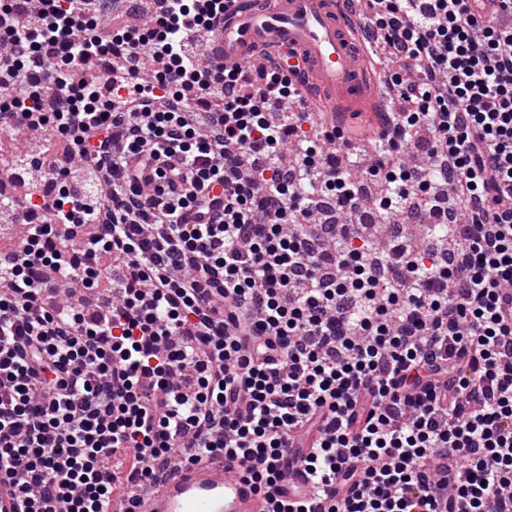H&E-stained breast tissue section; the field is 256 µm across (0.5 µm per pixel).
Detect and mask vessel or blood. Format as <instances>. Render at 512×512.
<instances>
[{"label": "vessel or blood", "mask_w": 512, "mask_h": 512, "mask_svg": "<svg viewBox=\"0 0 512 512\" xmlns=\"http://www.w3.org/2000/svg\"><path fill=\"white\" fill-rule=\"evenodd\" d=\"M221 63L253 66L265 51L289 50L303 62L301 95L317 89L333 103L357 102L375 95L361 61L358 43L341 15L340 0H233L224 24L214 35ZM365 142L387 140L389 122L381 113H360ZM288 481L279 487L290 500L304 488L307 475L284 456ZM135 512H264V500L242 474L208 460L182 466Z\"/></svg>", "instance_id": "1"}]
</instances>
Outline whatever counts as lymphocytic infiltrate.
<instances>
[{"label": "lymphocytic infiltrate", "mask_w": 512, "mask_h": 512, "mask_svg": "<svg viewBox=\"0 0 512 512\" xmlns=\"http://www.w3.org/2000/svg\"><path fill=\"white\" fill-rule=\"evenodd\" d=\"M0 0V130L65 140L0 263V478L20 512H105L214 456L258 489L298 460L328 512H512V0H374L405 107L373 210L448 246L374 250L291 73L214 67L228 0ZM415 145L425 162L398 158ZM223 183V198H207ZM218 209L208 224L183 210ZM121 466H113V458Z\"/></svg>", "instance_id": "1"}]
</instances>
